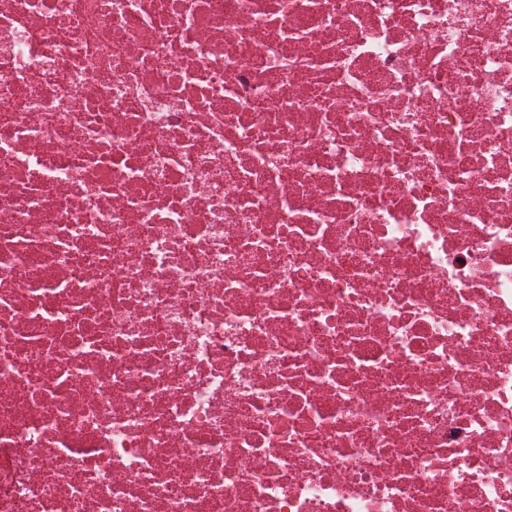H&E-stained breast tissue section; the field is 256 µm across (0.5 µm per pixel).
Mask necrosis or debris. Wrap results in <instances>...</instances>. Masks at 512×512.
<instances>
[{
  "label": "necrosis or debris",
  "instance_id": "necrosis-or-debris-1",
  "mask_svg": "<svg viewBox=\"0 0 512 512\" xmlns=\"http://www.w3.org/2000/svg\"><path fill=\"white\" fill-rule=\"evenodd\" d=\"M0 512H512V0H0Z\"/></svg>",
  "mask_w": 512,
  "mask_h": 512
}]
</instances>
